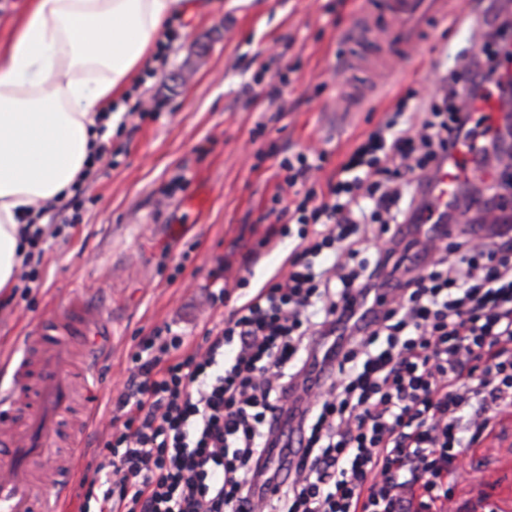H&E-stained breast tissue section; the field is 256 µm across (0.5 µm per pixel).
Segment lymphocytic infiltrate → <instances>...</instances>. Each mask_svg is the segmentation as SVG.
<instances>
[{"label": "lymphocytic infiltrate", "mask_w": 512, "mask_h": 512, "mask_svg": "<svg viewBox=\"0 0 512 512\" xmlns=\"http://www.w3.org/2000/svg\"><path fill=\"white\" fill-rule=\"evenodd\" d=\"M502 54L512 15L491 8L468 87L439 76L440 103L369 134L317 205L272 198L299 227L287 274L189 352L143 340L113 402L104 512H449L469 448L512 415V214L491 181L445 240L418 224L408 175L475 138L470 105L502 87L486 64ZM353 294L361 308H342Z\"/></svg>", "instance_id": "1"}]
</instances>
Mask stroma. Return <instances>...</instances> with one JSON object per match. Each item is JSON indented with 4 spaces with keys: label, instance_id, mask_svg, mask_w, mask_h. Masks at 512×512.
I'll list each match as a JSON object with an SVG mask.
<instances>
[{
    "label": "stroma",
    "instance_id": "1",
    "mask_svg": "<svg viewBox=\"0 0 512 512\" xmlns=\"http://www.w3.org/2000/svg\"><path fill=\"white\" fill-rule=\"evenodd\" d=\"M205 2L171 18L167 48L114 104L111 125L100 126L109 153L71 201L79 221L46 212L36 278L0 293L6 353L54 304L82 297L105 306L96 414L82 431L81 463L91 473L111 458L103 442L112 400L142 339L180 336L193 348L222 324L225 307L212 295L225 278L243 279L247 294L284 268L297 236L260 245L275 227L260 216L284 185L281 160L324 150L323 181L380 126L405 129L398 101L412 111L434 95L437 75L456 68L478 36L487 5L454 0L464 22L438 26L382 77L342 69L361 55L345 41L360 0ZM277 85L281 97L268 102ZM484 500L512 512V415L468 451L453 507L482 512Z\"/></svg>",
    "mask_w": 512,
    "mask_h": 512
}]
</instances>
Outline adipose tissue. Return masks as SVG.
Wrapping results in <instances>:
<instances>
[{
    "instance_id": "adipose-tissue-1",
    "label": "adipose tissue",
    "mask_w": 512,
    "mask_h": 512,
    "mask_svg": "<svg viewBox=\"0 0 512 512\" xmlns=\"http://www.w3.org/2000/svg\"><path fill=\"white\" fill-rule=\"evenodd\" d=\"M195 0H30L0 55V291L27 251L20 228L71 192L98 115L128 89L165 23Z\"/></svg>"
}]
</instances>
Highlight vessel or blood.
<instances>
[{
  "label": "vessel or blood",
  "instance_id": "vessel-or-blood-1",
  "mask_svg": "<svg viewBox=\"0 0 512 512\" xmlns=\"http://www.w3.org/2000/svg\"><path fill=\"white\" fill-rule=\"evenodd\" d=\"M448 14V0H380L360 18L353 39L370 45L381 38L392 58L401 57L421 40L427 22ZM477 153L461 145L439 156L425 176L427 206L419 221L434 224L448 212V203L463 178L480 169ZM104 308L82 300L54 306L24 337L16 352L0 357V512H69L80 457L54 466L52 450L59 424L68 415L75 384L97 389L92 366L91 332L103 329Z\"/></svg>",
  "mask_w": 512,
  "mask_h": 512
}]
</instances>
